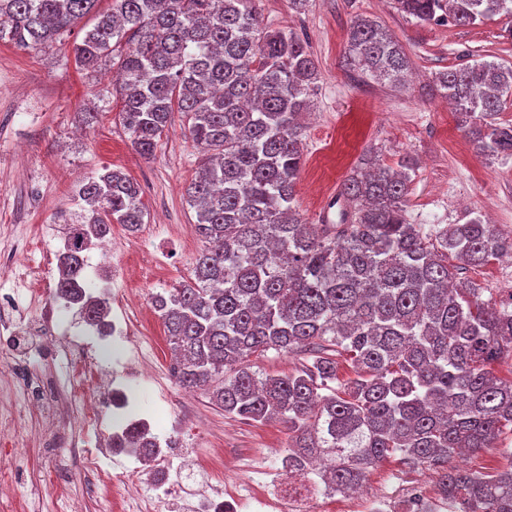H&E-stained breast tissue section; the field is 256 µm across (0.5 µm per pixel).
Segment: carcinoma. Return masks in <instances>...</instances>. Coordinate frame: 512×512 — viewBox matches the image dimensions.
<instances>
[{
  "label": "carcinoma",
  "instance_id": "carcinoma-1",
  "mask_svg": "<svg viewBox=\"0 0 512 512\" xmlns=\"http://www.w3.org/2000/svg\"><path fill=\"white\" fill-rule=\"evenodd\" d=\"M0 0V42L50 48L89 14L95 24L72 47L75 68L117 65L118 118L135 150L153 155L175 112L199 149L188 184L203 243L191 276L152 296L174 354V377L202 390L224 413L288 429L282 471L317 469L320 482L361 489L382 462L399 457L435 475L448 512H512V465L477 472L451 464L496 447L512 428V379L494 363L512 356V293L460 286L458 272L512 249V235L476 216L464 224L405 218L413 163L369 153L365 171L342 184L338 224H309L296 205L303 165L301 118L318 79L292 31L270 29L259 0ZM420 22L476 25L512 15V0H394ZM410 59L377 20L356 16L346 65L391 87L405 85ZM461 129L494 160L512 158V125L498 122L512 98V67L476 62L435 74ZM79 219L67 227L70 255L56 284L73 294L81 254L112 225L145 223L140 190L125 173L87 178ZM90 297L83 316L103 319ZM302 353L287 375L257 361ZM343 357L353 377L338 376Z\"/></svg>",
  "mask_w": 512,
  "mask_h": 512
}]
</instances>
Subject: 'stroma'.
Returning <instances> with one entry per match:
<instances>
[{"label": "stroma", "mask_w": 512, "mask_h": 512, "mask_svg": "<svg viewBox=\"0 0 512 512\" xmlns=\"http://www.w3.org/2000/svg\"><path fill=\"white\" fill-rule=\"evenodd\" d=\"M264 25L293 30L304 38L318 67L313 105L304 118V164L297 184L301 217L316 223L317 212L336 195L363 153L374 150L393 165L403 157L416 163L410 184L408 219L413 224H462L479 216L512 232V159L479 153L460 129L458 115L431 89L435 73L474 61L512 64V15L474 26L421 23L399 13L392 0H310L304 13L288 0H261ZM362 14L381 22L410 56L412 82L399 89L361 78L345 64L351 19ZM72 39L42 51L0 43V254L15 257V268L0 281V295L13 294L7 315L22 328L29 349L17 352L11 376L0 381V411L24 406L41 380L65 376L64 365L41 350L37 308L31 289L42 264L45 229L65 231L77 216L75 191L92 173L118 169L137 183L147 215L141 229L112 227V250L102 269L113 288H126L124 271H135L138 291L155 294L187 280L202 244L186 188L198 167V149L180 114L172 120L150 158L133 148L118 119L115 71L100 65L76 70ZM98 114L86 124L84 114ZM140 324L143 354L153 372L129 378L145 410L161 407L178 386L164 326L152 307H123ZM80 401L60 399L42 419L23 422L16 445L0 446V472L16 481L14 512H52L57 494L73 512H105L100 498L111 489V463L85 469L77 447L87 440ZM176 432L182 456L198 454L214 464L216 485L237 496L243 479L276 483L288 430L276 421L255 423L225 415L204 392L160 420ZM64 459L69 471L61 486L43 479L47 461Z\"/></svg>", "instance_id": "obj_1"}]
</instances>
